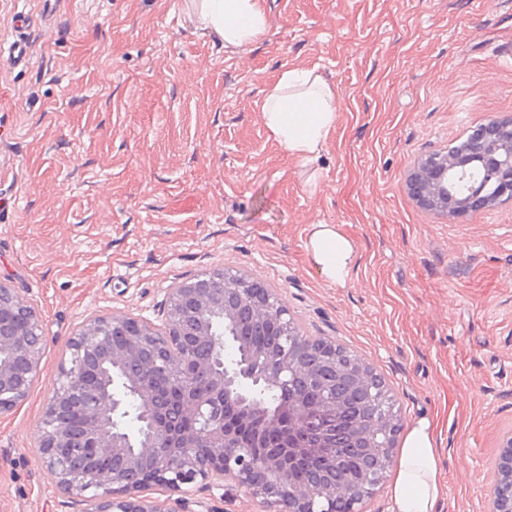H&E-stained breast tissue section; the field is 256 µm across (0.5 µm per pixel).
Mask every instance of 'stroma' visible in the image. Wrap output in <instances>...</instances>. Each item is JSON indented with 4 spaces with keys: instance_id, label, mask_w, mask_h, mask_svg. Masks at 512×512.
Here are the masks:
<instances>
[{
    "instance_id": "35a3bbf8",
    "label": "stroma",
    "mask_w": 512,
    "mask_h": 512,
    "mask_svg": "<svg viewBox=\"0 0 512 512\" xmlns=\"http://www.w3.org/2000/svg\"><path fill=\"white\" fill-rule=\"evenodd\" d=\"M244 49L189 0H0L27 14L25 66L0 65V283L47 336L25 401L0 416V512H84L39 461L69 340L92 314L157 320L165 289L227 268L276 288L311 336L361 355L403 426L435 427V512H487L512 430V200L464 217L415 203L417 160L512 115V0H262ZM336 94L316 186L260 119L291 68ZM313 224L357 263L326 282ZM307 253L313 267L331 284L345 285L356 263L352 241L332 224L309 227Z\"/></svg>"
}]
</instances>
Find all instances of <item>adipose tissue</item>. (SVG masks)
I'll use <instances>...</instances> for the list:
<instances>
[{"label": "adipose tissue", "instance_id": "adipose-tissue-1", "mask_svg": "<svg viewBox=\"0 0 512 512\" xmlns=\"http://www.w3.org/2000/svg\"><path fill=\"white\" fill-rule=\"evenodd\" d=\"M194 19L243 48L263 32L261 0H195ZM264 125L302 167H312L336 127L335 95L312 69L286 70L262 105ZM307 253L313 267L329 283L345 285L356 263L352 241L332 224L309 227ZM441 486L433 429L428 420L414 422L400 450L391 486L392 512H435Z\"/></svg>", "mask_w": 512, "mask_h": 512}]
</instances>
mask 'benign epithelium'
Listing matches in <instances>:
<instances>
[{
  "label": "benign epithelium",
  "mask_w": 512,
  "mask_h": 512,
  "mask_svg": "<svg viewBox=\"0 0 512 512\" xmlns=\"http://www.w3.org/2000/svg\"><path fill=\"white\" fill-rule=\"evenodd\" d=\"M472 162L484 180L467 198L454 196L448 183L458 159L448 151L432 152L417 161L408 176L412 198L433 214L460 216L483 209L482 202L512 191V116L490 120L473 137ZM163 321L152 322L122 312L89 316L71 338L68 354L58 365L57 385L48 397L38 429L39 460L56 476L58 491L87 504L85 512H195L189 492L194 487L222 489L231 484L260 500L262 512H330L338 496L352 497L357 487L343 459L323 440L336 417L348 409L343 398L331 397L325 414L315 412L296 380L318 381L329 388L371 390L380 377L369 366L344 372L336 367L341 350L325 339L296 347V319L277 290L229 269H215L177 281L166 289ZM275 325L285 336L278 351L245 352L231 344L237 322ZM125 336L116 347L112 336ZM46 347L42 319L33 304L0 283V414L24 401L34 384ZM102 367L95 389L84 386L87 361ZM187 361L195 376L178 374ZM169 380L176 394L172 407L153 382ZM208 395L196 393V379ZM288 386V431L280 448H265L264 438L281 428L278 414L256 419L260 407L254 389ZM139 407L138 429L129 433L117 420L127 414V398ZM82 408L93 420L84 429L68 426L69 413ZM400 410L372 417L352 427L349 445L373 457L376 483L391 466ZM255 440L254 452L241 447L237 430ZM69 448L68 456L58 449ZM115 465L103 470L98 457ZM318 459L322 467L310 480H292L295 465ZM499 481L490 489L492 512H512V430L503 440L497 461ZM160 488L170 497L154 500L146 492Z\"/></svg>",
  "instance_id": "7a95c632"
}]
</instances>
